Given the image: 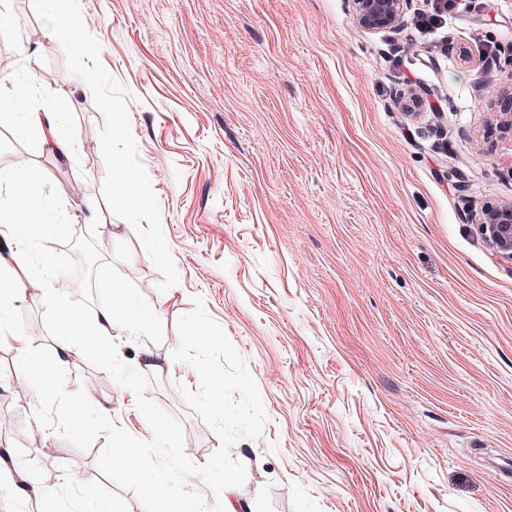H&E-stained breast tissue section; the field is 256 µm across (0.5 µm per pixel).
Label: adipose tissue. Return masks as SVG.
I'll list each match as a JSON object with an SVG mask.
<instances>
[{
  "mask_svg": "<svg viewBox=\"0 0 512 512\" xmlns=\"http://www.w3.org/2000/svg\"><path fill=\"white\" fill-rule=\"evenodd\" d=\"M28 179L26 169L16 168L9 172L0 171V184L8 183L13 193L8 198H0V223L9 226L14 237H21L28 228L36 227L48 235L62 233L63 225L44 224L40 221L39 206L29 195L25 183ZM23 213L26 221L15 224L16 213ZM46 307L52 312L61 334L57 339L51 355H34L28 349H21V357L42 387L52 389L58 384L63 368L68 364L72 354L80 350L97 348L103 350L104 361H111V354L104 348L112 338L115 325L122 324L130 328L147 327L157 319L155 310L122 289L112 291V302L97 314L94 319H87L78 313L65 294L56 288L41 291Z\"/></svg>",
  "mask_w": 512,
  "mask_h": 512,
  "instance_id": "adipose-tissue-1",
  "label": "adipose tissue"
}]
</instances>
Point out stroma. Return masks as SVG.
I'll return each instance as SVG.
<instances>
[{
	"mask_svg": "<svg viewBox=\"0 0 512 512\" xmlns=\"http://www.w3.org/2000/svg\"><path fill=\"white\" fill-rule=\"evenodd\" d=\"M99 58L127 95L177 283L101 196L104 118L32 0H0V96L30 86L70 133L67 153L40 128L0 114V170L28 189L62 238L31 231L45 285L72 271L70 302L94 318L115 284L153 306L157 326L116 330L119 355L151 351L163 369L146 395L182 424L205 464L216 434L174 361L178 318L202 298L255 380L261 438L231 448L247 478L236 512H512V263L496 259L468 213L512 200V134L492 120L512 98V0H469L434 32H369L351 0H80ZM472 56L464 63L462 54ZM415 89L418 116L396 98ZM21 291L0 335V455L37 460L43 495L0 490V512H80L82 490L115 512H143L103 476L105 445L76 448L34 417L18 344L47 354L58 327ZM84 390L133 437L153 431L134 394L73 356Z\"/></svg>",
	"mask_w": 512,
	"mask_h": 512,
	"instance_id": "35a3bbf8",
	"label": "stroma"
}]
</instances>
